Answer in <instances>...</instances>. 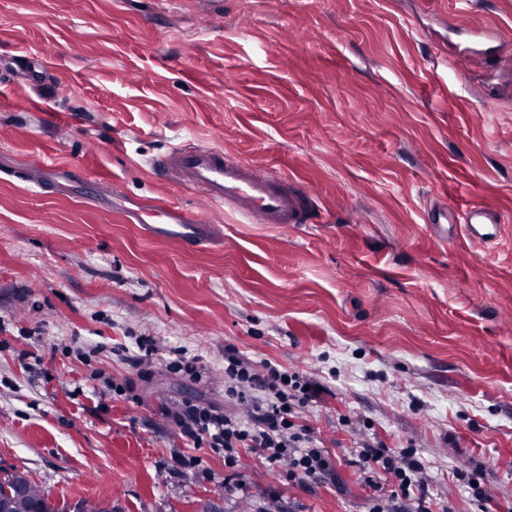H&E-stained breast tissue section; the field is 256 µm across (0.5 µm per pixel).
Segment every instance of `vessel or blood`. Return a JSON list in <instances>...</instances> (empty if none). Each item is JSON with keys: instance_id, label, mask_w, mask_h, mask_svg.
I'll return each mask as SVG.
<instances>
[{"instance_id": "vessel-or-blood-1", "label": "vessel or blood", "mask_w": 512, "mask_h": 512, "mask_svg": "<svg viewBox=\"0 0 512 512\" xmlns=\"http://www.w3.org/2000/svg\"><path fill=\"white\" fill-rule=\"evenodd\" d=\"M156 165L173 182L198 190L208 203L229 209L246 223L306 224L311 219L313 206L303 189L287 177L262 174L245 161L227 158L223 150L190 143L172 149ZM125 213L159 240L197 246L213 238L212 225L166 201L136 202ZM425 222L439 241H447L448 226L454 223L469 241L488 244L500 236L504 220L497 209L474 203L459 210L430 206Z\"/></svg>"}]
</instances>
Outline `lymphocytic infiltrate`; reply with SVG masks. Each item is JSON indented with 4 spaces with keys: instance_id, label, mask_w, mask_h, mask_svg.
<instances>
[{
    "instance_id": "obj_1",
    "label": "lymphocytic infiltrate",
    "mask_w": 512,
    "mask_h": 512,
    "mask_svg": "<svg viewBox=\"0 0 512 512\" xmlns=\"http://www.w3.org/2000/svg\"><path fill=\"white\" fill-rule=\"evenodd\" d=\"M318 394L317 384L299 372L264 362L256 365L233 348L224 354V396L244 405V416H232L209 406L188 405L173 420L194 445H208L224 455V465L236 467L240 449L258 453L271 466H284V477L297 484L333 475L329 454L303 422V414ZM364 486L371 491L370 512H429L428 484L413 449L393 451L379 441H362L354 450Z\"/></svg>"
}]
</instances>
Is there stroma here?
Returning <instances> with one entry per match:
<instances>
[{
	"label": "stroma",
	"mask_w": 512,
	"mask_h": 512,
	"mask_svg": "<svg viewBox=\"0 0 512 512\" xmlns=\"http://www.w3.org/2000/svg\"><path fill=\"white\" fill-rule=\"evenodd\" d=\"M490 20L486 47L469 31ZM192 139L300 182L316 223L246 224L160 181ZM132 199L215 242L149 237ZM442 201L495 207L501 236L440 244ZM139 336L145 379L111 350ZM177 347L198 377L168 368ZM230 347L319 385L305 420L333 478L248 452L231 471L181 435L185 402L240 414ZM365 436L416 450L430 512H512V0H0V470L112 512H274L273 491L369 512Z\"/></svg>",
	"instance_id": "obj_1"
}]
</instances>
